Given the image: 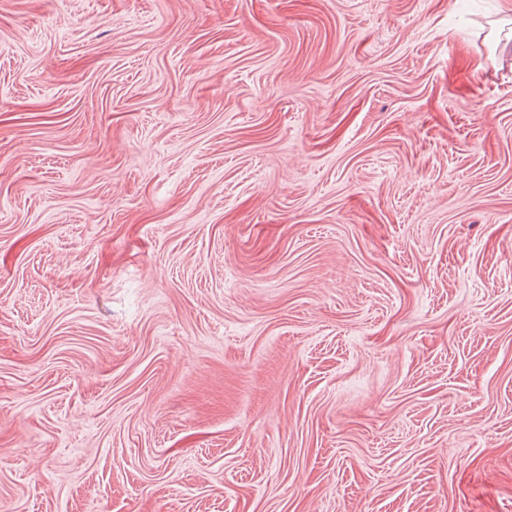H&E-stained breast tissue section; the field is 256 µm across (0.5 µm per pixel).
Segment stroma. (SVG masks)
<instances>
[{
  "label": "stroma",
  "instance_id": "1",
  "mask_svg": "<svg viewBox=\"0 0 512 512\" xmlns=\"http://www.w3.org/2000/svg\"><path fill=\"white\" fill-rule=\"evenodd\" d=\"M512 0H0V512H512Z\"/></svg>",
  "mask_w": 512,
  "mask_h": 512
}]
</instances>
